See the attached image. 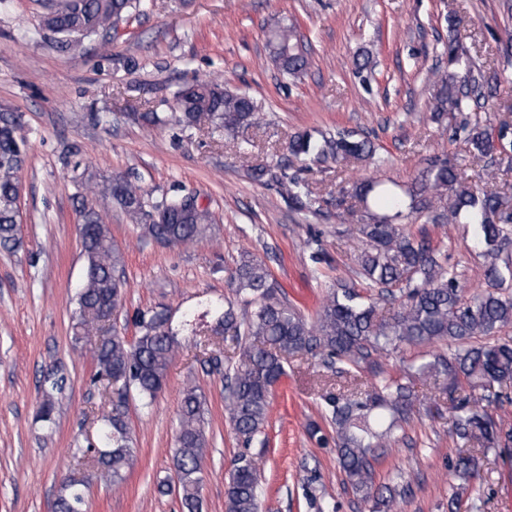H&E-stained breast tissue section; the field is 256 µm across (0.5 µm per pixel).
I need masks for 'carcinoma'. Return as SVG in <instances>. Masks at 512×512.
Returning <instances> with one entry per match:
<instances>
[{
  "mask_svg": "<svg viewBox=\"0 0 512 512\" xmlns=\"http://www.w3.org/2000/svg\"><path fill=\"white\" fill-rule=\"evenodd\" d=\"M134 0H46L43 29L62 49L77 46L85 38L106 34L133 7ZM269 44L279 67L292 75L306 70L308 59L297 27L285 20L271 29ZM448 64L461 59V47L448 28ZM454 71L434 72L433 115L464 112L479 104L484 92H464ZM178 120L186 126L203 122L233 133L261 121L252 99L212 82L193 81L174 96ZM469 152L481 158L512 151L508 125L493 130L475 122L463 126ZM289 152L296 158L325 160H376L377 149L366 138L338 132L335 135L303 131L291 136ZM26 161L20 118L0 110V245L7 248L17 238L20 212L17 189ZM248 176L276 183L280 194L297 209L306 206L296 178L280 167H260ZM85 195L79 210L84 284L78 294V321L74 340H95L91 383L118 387L116 398L102 417L94 441L80 449L81 459L97 468L113 486L122 484L136 460V448L127 427V396L130 390L149 406L162 388L178 346L167 327L164 312H139L134 317L138 336L134 342L112 333L99 336L107 313L123 303L124 257L112 242L111 232L94 204L96 196L110 199L136 224L141 236L155 242L189 244L203 238L213 224L211 213L195 196L178 195L148 204L141 188L130 179L114 176L99 185L83 181ZM362 205L357 212L336 201V219L355 234L360 247L354 255L355 273L378 297L362 296L351 278L338 276L315 320L306 319L294 307L273 297L270 272L261 260L246 254L229 276L239 293L260 299L243 318L227 308L220 319L224 333L237 341L239 358L226 376L224 407L233 430L244 446L253 444L264 431L272 387L285 375V355L306 354L332 367L347 366L357 373L376 365L375 356L402 345L426 346L439 341L457 344L449 355L437 354L411 366L406 378L378 374L371 388L339 395L322 394L326 421L336 434L339 463L353 489L374 498L375 507L392 512L393 497L374 487L372 461L391 447L395 432L407 423L417 379L442 385L458 393L453 399L454 433L462 447L473 445L482 455L512 446V428L489 415L484 402L490 397L509 399L512 388V339L497 338L512 326V211L502 208L501 196L478 191L448 163L436 158L413 185L404 190L394 181H366L354 189ZM424 219L442 234L450 224L476 225L479 255L485 259V289L466 299L457 274L448 269L438 249L404 231L397 220L404 215ZM42 418L52 421L53 393L61 380L48 379ZM204 409L196 390L183 392L178 419L177 471L181 512H202L201 472L206 451ZM478 464L470 453L458 458L455 469L469 478ZM232 472L225 489L226 512H259L261 503V456L240 452L231 461ZM87 487L64 482L58 512H86Z\"/></svg>",
  "mask_w": 512,
  "mask_h": 512,
  "instance_id": "cac0c4a2",
  "label": "carcinoma"
}]
</instances>
